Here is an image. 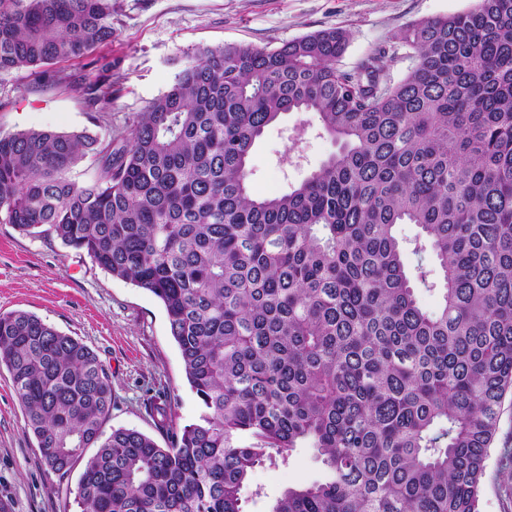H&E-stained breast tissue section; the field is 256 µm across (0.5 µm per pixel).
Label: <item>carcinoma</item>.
I'll list each match as a JSON object with an SVG mask.
<instances>
[{
  "label": "carcinoma",
  "instance_id": "cac0c4a2",
  "mask_svg": "<svg viewBox=\"0 0 512 512\" xmlns=\"http://www.w3.org/2000/svg\"><path fill=\"white\" fill-rule=\"evenodd\" d=\"M112 0H0V76L109 102L49 66L112 41ZM396 53L337 67L330 28L280 46L204 47L125 131L0 134V223L86 251L149 291L201 412L167 448L103 437L112 386L94 352L0 313V364L47 471L95 447L80 512H243L255 467L304 444L327 471L270 512H478L512 393V0L411 25ZM288 112L339 148L285 194L252 195L248 158ZM92 179L71 170L85 159ZM399 224L443 275L425 310Z\"/></svg>",
  "mask_w": 512,
  "mask_h": 512
}]
</instances>
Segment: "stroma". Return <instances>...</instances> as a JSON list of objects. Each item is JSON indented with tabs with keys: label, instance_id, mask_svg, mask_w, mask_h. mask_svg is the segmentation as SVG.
<instances>
[{
	"label": "stroma",
	"instance_id": "35a3bbf8",
	"mask_svg": "<svg viewBox=\"0 0 512 512\" xmlns=\"http://www.w3.org/2000/svg\"><path fill=\"white\" fill-rule=\"evenodd\" d=\"M473 0H112L111 44L85 57L57 62V69L89 80L98 76L97 58L112 61L106 110L79 93L54 88L31 75L13 72L0 79V132L86 131L106 137L127 127L134 115L165 92L176 74L202 47L252 45L275 48L328 28L349 35L341 70L355 71L379 49H393L398 61L387 75L399 82L412 65L399 36L410 25L470 8ZM336 150L317 119L290 112L267 127L248 160L249 187L264 197L301 184ZM396 233L410 275L426 272L421 305L441 303V272L430 254L415 255L418 226L400 224ZM23 311L90 347L112 383V411L104 433L130 428L163 448L195 421L200 409L184 372L161 303L95 264L86 253L51 236L23 234L0 224V313ZM170 404V419L158 426L156 400ZM512 448V396L502 407L490 449L479 512H512V483L499 478L501 449ZM83 464L65 476L46 471L38 442L26 427L6 367L0 365V504L7 512H79L76 503ZM325 469L313 449H294L287 462L256 467L242 491L243 512H269L285 488L320 480Z\"/></svg>",
	"mask_w": 512,
	"mask_h": 512
}]
</instances>
